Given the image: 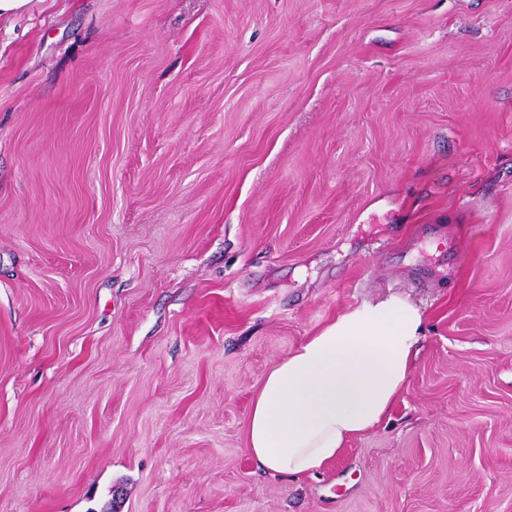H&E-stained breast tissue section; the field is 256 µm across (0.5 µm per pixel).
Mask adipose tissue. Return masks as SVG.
I'll return each mask as SVG.
<instances>
[{
	"label": "adipose tissue",
	"mask_w": 512,
	"mask_h": 512,
	"mask_svg": "<svg viewBox=\"0 0 512 512\" xmlns=\"http://www.w3.org/2000/svg\"><path fill=\"white\" fill-rule=\"evenodd\" d=\"M424 334L413 304L389 297L326 323L265 375L248 443L266 471L323 472L349 441L378 427L403 392Z\"/></svg>",
	"instance_id": "obj_1"
}]
</instances>
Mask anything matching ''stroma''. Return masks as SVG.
Wrapping results in <instances>:
<instances>
[{
    "label": "stroma",
    "instance_id": "35a3bbf8",
    "mask_svg": "<svg viewBox=\"0 0 512 512\" xmlns=\"http://www.w3.org/2000/svg\"><path fill=\"white\" fill-rule=\"evenodd\" d=\"M388 296L387 420L259 468L268 370ZM112 507L512 512V0L0 18V512Z\"/></svg>",
    "mask_w": 512,
    "mask_h": 512
}]
</instances>
